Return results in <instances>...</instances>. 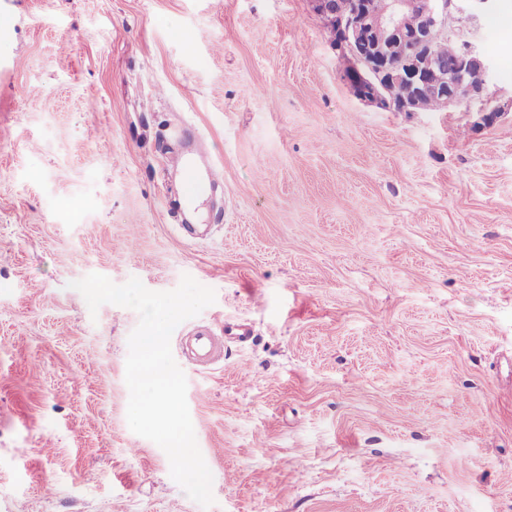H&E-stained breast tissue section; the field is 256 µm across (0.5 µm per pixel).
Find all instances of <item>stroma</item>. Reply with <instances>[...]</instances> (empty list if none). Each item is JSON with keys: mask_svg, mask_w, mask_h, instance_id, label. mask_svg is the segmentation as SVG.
<instances>
[{"mask_svg": "<svg viewBox=\"0 0 512 512\" xmlns=\"http://www.w3.org/2000/svg\"><path fill=\"white\" fill-rule=\"evenodd\" d=\"M508 112L357 100L309 0H0V512H512V0L456 25ZM224 173L187 236L165 151ZM192 276L202 508L127 422L136 311ZM251 329L242 323H225L224 335L216 334L208 326H197L186 336H180L181 353L195 366L210 368L224 361V343L246 342Z\"/></svg>", "mask_w": 512, "mask_h": 512, "instance_id": "1", "label": "stroma"}]
</instances>
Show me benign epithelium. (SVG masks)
I'll use <instances>...</instances> for the list:
<instances>
[{
  "instance_id": "benign-epithelium-1",
  "label": "benign epithelium",
  "mask_w": 512,
  "mask_h": 512,
  "mask_svg": "<svg viewBox=\"0 0 512 512\" xmlns=\"http://www.w3.org/2000/svg\"><path fill=\"white\" fill-rule=\"evenodd\" d=\"M311 2L325 23L336 24L334 47L346 62L343 78H359L352 89L359 101L405 113L418 111L421 99L437 97L445 108L462 106L475 115L474 130L504 115L488 93L487 59L472 43L464 42V62L451 68L433 53L440 38L454 35L452 24L465 9L488 11L496 0H387L380 13L367 0H354L345 15L336 13V0ZM386 83L401 87L402 97L387 98Z\"/></svg>"
}]
</instances>
